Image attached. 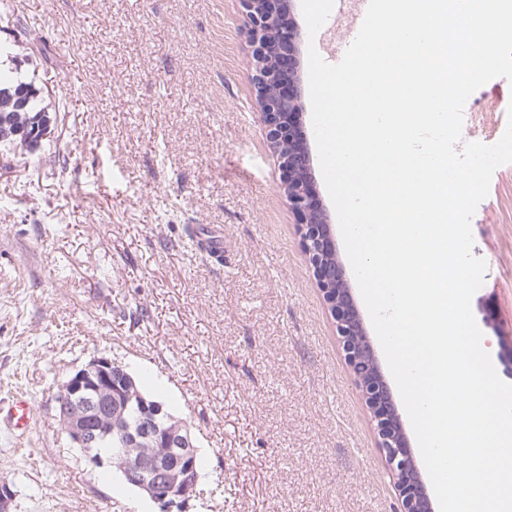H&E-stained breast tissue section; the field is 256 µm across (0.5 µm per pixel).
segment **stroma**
I'll return each mask as SVG.
<instances>
[{
    "instance_id": "stroma-1",
    "label": "stroma",
    "mask_w": 512,
    "mask_h": 512,
    "mask_svg": "<svg viewBox=\"0 0 512 512\" xmlns=\"http://www.w3.org/2000/svg\"><path fill=\"white\" fill-rule=\"evenodd\" d=\"M242 0H0V51L51 116L0 145V428L12 512H160L62 431L54 396L95 356L185 421L188 512H401L371 412L304 251L253 85ZM493 144L512 83L470 97ZM472 310L497 369L512 350V164L472 218ZM224 237L216 262L198 243ZM37 417L35 406L25 397L16 398L8 406L4 421L11 430L22 433L29 429Z\"/></svg>"
}]
</instances>
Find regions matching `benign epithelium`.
Segmentation results:
<instances>
[{
  "label": "benign epithelium",
  "mask_w": 512,
  "mask_h": 512,
  "mask_svg": "<svg viewBox=\"0 0 512 512\" xmlns=\"http://www.w3.org/2000/svg\"><path fill=\"white\" fill-rule=\"evenodd\" d=\"M243 3L252 24L254 81L261 118L279 156L281 189L299 218L314 277L336 318L348 364L376 421L379 448L399 491L403 512H434L402 417L337 259L326 208L315 189L307 136L299 120L298 33L288 22L290 0ZM117 392L125 405L138 407L139 417L132 425L114 412L107 417L103 434L123 448H138L144 441H153L160 449V458L154 461L122 459L119 468L125 479L159 504L160 512H187L186 505L199 495L196 447L190 430L181 421L159 424L163 405L146 399L119 361L97 356L69 376L55 395L59 423L92 464H112V458L95 454L98 428L90 426L88 418L109 409L111 396Z\"/></svg>",
  "instance_id": "7a95c632"
}]
</instances>
